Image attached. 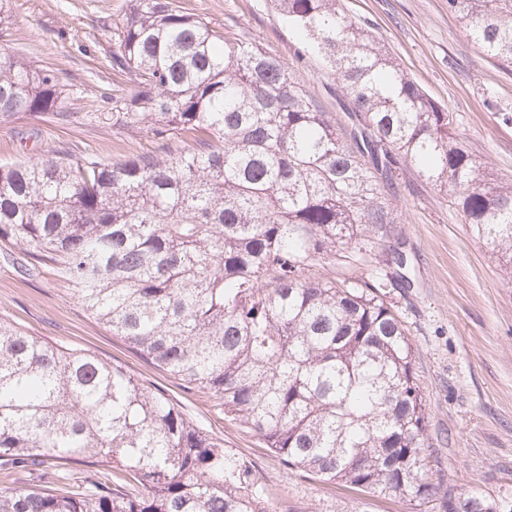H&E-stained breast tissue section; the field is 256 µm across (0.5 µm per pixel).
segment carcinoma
<instances>
[{
  "instance_id": "1",
  "label": "carcinoma",
  "mask_w": 512,
  "mask_h": 512,
  "mask_svg": "<svg viewBox=\"0 0 512 512\" xmlns=\"http://www.w3.org/2000/svg\"><path fill=\"white\" fill-rule=\"evenodd\" d=\"M329 64L358 124L347 139L297 72L174 0H129L112 70L136 92L112 126L161 152L105 163L44 152L0 166V238L58 280L112 335L301 469L412 512L436 500L415 352L373 264L400 223L398 165L452 197L512 275V181L489 177L453 116L341 0H277ZM482 52L512 64V0H448ZM59 70L0 49V125L69 124ZM78 490L0 489V512H288L164 393L123 366L0 324V471L54 468ZM492 497L448 491L446 512Z\"/></svg>"
}]
</instances>
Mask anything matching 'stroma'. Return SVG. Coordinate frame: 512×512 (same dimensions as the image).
I'll return each instance as SVG.
<instances>
[{"mask_svg":"<svg viewBox=\"0 0 512 512\" xmlns=\"http://www.w3.org/2000/svg\"><path fill=\"white\" fill-rule=\"evenodd\" d=\"M183 11L243 35L295 69L325 112L347 127L328 65L305 53L271 0H177ZM405 75L453 112L469 149L495 176L512 179V67L482 53L448 11V0H343ZM127 0H6L0 45L63 73L66 109L108 112L122 83L112 70V25ZM151 138L119 139L111 123L59 125L22 118L0 126V165L43 150L88 151L104 161L152 147ZM391 202L400 215L388 240L407 260L413 285L386 300L415 351L427 404L433 479L441 491L472 490L512 512V278L490 249L471 237L455 206L407 169L396 172ZM17 248L0 239V321L52 344L121 364L142 384L165 392L225 451L248 460L295 512H409L406 503L329 491L312 475L287 470L257 436L225 420L207 395L184 388L98 322L39 266L21 272Z\"/></svg>","mask_w":512,"mask_h":512,"instance_id":"1","label":"stroma"}]
</instances>
